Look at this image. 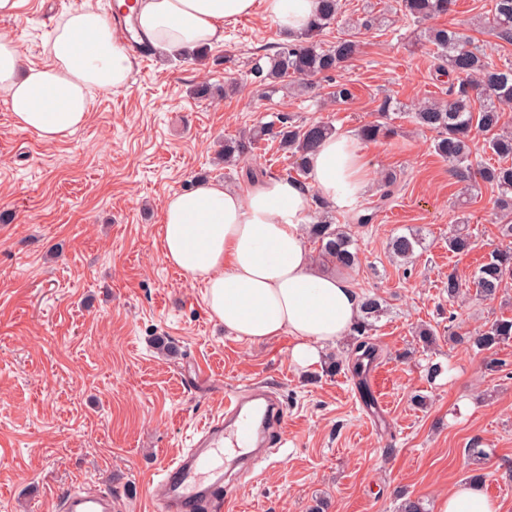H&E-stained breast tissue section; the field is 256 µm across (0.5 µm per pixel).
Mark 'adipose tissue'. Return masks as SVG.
<instances>
[{"instance_id": "1", "label": "adipose tissue", "mask_w": 512, "mask_h": 512, "mask_svg": "<svg viewBox=\"0 0 512 512\" xmlns=\"http://www.w3.org/2000/svg\"><path fill=\"white\" fill-rule=\"evenodd\" d=\"M263 9L283 33L310 26L318 0H142L138 25L164 53L223 42L224 26ZM51 61L28 67L19 47L0 34V98L16 124L53 141L82 127L94 92L128 85L134 62L99 8L86 5L56 27ZM307 186L270 176L245 191L198 182L163 207L162 257L204 286L211 315L238 339L288 334L292 360L314 365L320 349L349 332L360 297L349 279L317 266L303 225L312 195L346 206L368 185V161L357 136L329 135L309 160ZM437 512H499L474 483L441 496Z\"/></svg>"}]
</instances>
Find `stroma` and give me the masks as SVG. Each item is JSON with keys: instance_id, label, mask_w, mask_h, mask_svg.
Instances as JSON below:
<instances>
[{"instance_id": "stroma-1", "label": "stroma", "mask_w": 512, "mask_h": 512, "mask_svg": "<svg viewBox=\"0 0 512 512\" xmlns=\"http://www.w3.org/2000/svg\"><path fill=\"white\" fill-rule=\"evenodd\" d=\"M89 2L105 9L112 0H26L19 17H0V33L28 64L44 65L57 24ZM492 6L456 0L429 25L457 28L497 64L512 63ZM424 28L402 15L400 0H341L321 40L357 33L356 59L314 88L291 78L272 91L251 68L283 37L258 10L225 24L204 60L157 53L136 62L129 85L95 93L85 125L65 138L21 129L0 106V512H57L77 485L112 491L117 512H149L144 481L158 463L223 412L226 390L256 385L282 398L288 442L225 486L230 512H310L319 500L327 512H397L405 494L434 512L440 494L468 481L474 444L489 454L483 487L499 512H512V342L491 354L454 342L512 317V281L492 302H452L444 291L449 273L471 278L503 244V219L495 189L462 196L433 151L435 132L410 119L449 86ZM339 81L352 99L333 98ZM203 83L209 95H195ZM386 98L397 133L363 142L367 193L325 212L357 243L347 277L384 306L370 407L351 370L353 336L307 368L293 363L289 335L238 340L210 315L203 287L165 263L160 231L166 199L197 180L244 190L292 166L264 141L236 164H216L224 139L279 114L355 133ZM461 224L475 241L466 255L448 250ZM413 232L423 237L414 258L391 256V238ZM422 325L435 330V346L416 338ZM159 336L173 354L159 353ZM491 357L497 370L485 368ZM334 358L344 363L337 374ZM434 364L443 368L435 378Z\"/></svg>"}]
</instances>
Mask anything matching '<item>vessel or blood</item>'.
Returning a JSON list of instances; mask_svg holds the SVG:
<instances>
[{
  "instance_id": "obj_1",
  "label": "vessel or blood",
  "mask_w": 512,
  "mask_h": 512,
  "mask_svg": "<svg viewBox=\"0 0 512 512\" xmlns=\"http://www.w3.org/2000/svg\"><path fill=\"white\" fill-rule=\"evenodd\" d=\"M286 431L277 396L260 386L224 394V411L198 431L185 453L161 461L148 484L153 512H224V447L232 445L246 462L261 457L272 434ZM60 512H112V494L73 489L60 499Z\"/></svg>"
}]
</instances>
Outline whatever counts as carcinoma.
Returning a JSON list of instances; mask_svg holds the SVG:
<instances>
[{"label":"carcinoma","mask_w":512,"mask_h":512,"mask_svg":"<svg viewBox=\"0 0 512 512\" xmlns=\"http://www.w3.org/2000/svg\"><path fill=\"white\" fill-rule=\"evenodd\" d=\"M454 0H401L404 15L420 23L435 16L445 15L452 10ZM339 0H320L316 19L309 32L293 42L278 46L267 61L255 62L254 74L262 81L276 83L287 78H296L307 88L311 80L320 75H329L344 69L359 52L360 41L353 34H344L325 48L316 40L337 18ZM493 21L498 38L512 43V0H493ZM426 42L430 45L435 60L440 65L461 76L458 85L448 90V99L441 103L419 107L412 113V121L423 129L438 133L434 140V152L448 162L454 174L462 181L478 179L495 188L498 195L496 209L508 215L512 213V134L500 132L504 106L512 104V66H499L489 59L463 32L455 28H428ZM392 104L386 99L378 108V119L363 125L359 131L367 141L386 137L392 133ZM335 132L333 126L317 121L295 125L286 115L252 130L248 135L224 140L220 157L229 163L249 153L252 144L258 140H271L289 151L294 157L293 170L299 177L308 175L307 155L313 153L322 140ZM487 134L485 148L496 156L499 164L482 165L473 168L475 139L477 133ZM311 236L319 244V255L346 269L358 262V253L353 250L352 235L327 220H321L311 227ZM423 245L416 234L398 235L389 242L390 252L403 259L414 255L416 248ZM474 248L472 234L459 228L448 236V250L457 254L468 253ZM512 278V246L494 248L479 264L473 285L476 293L486 301L497 299L503 283ZM361 317L352 327L357 341L353 369L361 376L359 388L366 403L373 402L367 374L376 358V347L370 342L372 320L382 311L381 301L374 295L362 297ZM512 341V318L500 317L473 336H461L457 343L492 351Z\"/></svg>","instance_id":"1"}]
</instances>
